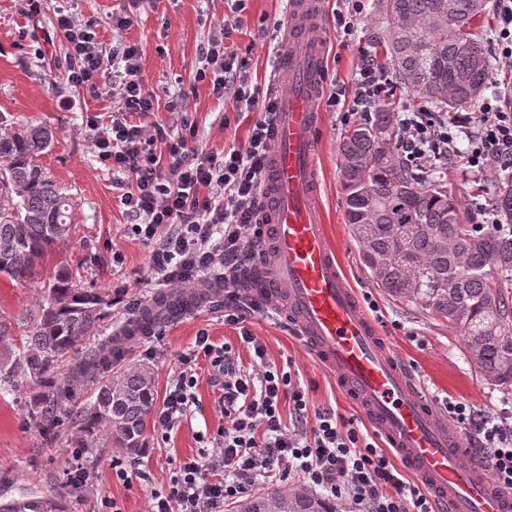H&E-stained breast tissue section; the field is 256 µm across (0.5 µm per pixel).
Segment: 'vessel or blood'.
<instances>
[{"label":"vessel or blood","instance_id":"b4317fda","mask_svg":"<svg viewBox=\"0 0 512 512\" xmlns=\"http://www.w3.org/2000/svg\"><path fill=\"white\" fill-rule=\"evenodd\" d=\"M323 0H291L276 83L282 92L265 181L272 251L252 272L258 292L285 303L292 325L340 392L364 414L438 512H512V492L464 459L465 440L415 386L348 287L322 210L316 133L327 53Z\"/></svg>","mask_w":512,"mask_h":512}]
</instances>
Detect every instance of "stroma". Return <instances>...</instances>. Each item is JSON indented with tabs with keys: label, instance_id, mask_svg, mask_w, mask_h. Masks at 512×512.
Here are the masks:
<instances>
[{
	"label": "stroma",
	"instance_id": "obj_1",
	"mask_svg": "<svg viewBox=\"0 0 512 512\" xmlns=\"http://www.w3.org/2000/svg\"><path fill=\"white\" fill-rule=\"evenodd\" d=\"M342 7V0H324L322 23L328 52L323 88L328 92L337 85L351 87L358 45L373 46L378 58L386 56L379 0H369L348 36L335 21ZM62 11L79 23L96 20L103 45L116 38L136 44L141 53V75L159 98L153 121L173 128L181 113H189L198 125L203 149L244 143L257 115L249 112L225 123V114L232 111L230 100H217L207 85L193 80L198 45L214 27L232 17L226 0H46L43 13L35 18L25 15L22 0H0V132L21 124H44L52 129L54 141L42 156V165L77 202L69 241L62 255H49L47 263L55 265L63 255L80 261L84 284L97 288L109 301L100 328L101 335L108 336L129 315L132 303L154 293L152 247L128 233L130 218L112 186V172L91 149L89 121L108 112L112 101L89 88L67 83L69 45L55 29ZM116 12L133 18L132 25L119 33L112 30ZM246 15L243 30L233 33L228 45L237 52H248L250 71L259 82L272 81L282 49L281 35L289 21L288 4L286 0H249ZM172 101L178 104V111L169 110ZM346 130L337 113L325 112L316 149L319 202L349 286L362 305L370 306L369 316L381 336L391 343L429 398L450 396L478 410L491 411L507 393L480 378L464 354L461 332L412 303L392 299L363 266L359 245L345 220L340 145ZM116 252L122 254V264H113ZM42 298L40 280L0 281L2 316H12ZM246 326L265 345L270 363L298 371L310 407L335 409L361 432L372 433L370 423L339 392L335 378L317 363L285 317L258 314L247 319ZM203 330L215 343L236 346L242 367L250 368L251 356L239 346L238 329L225 325L224 307L218 301L203 304L181 321L162 323L153 336L135 338L126 347L125 365L149 369L157 393H164L179 372V356L193 347ZM197 373L195 402L186 417L165 441L159 440L154 430H146L143 439L149 451L141 460V473L125 484L112 476V442L101 433L86 439L80 432L78 414L90 401L94 383L75 388L50 437L35 427L26 410L27 397L38 389V381L24 380L17 391L0 390V503L28 493L61 496L65 512H110L108 505L114 501L123 512H147L151 490L167 487L179 461L198 455L203 438L212 437L224 424L218 406L220 392L210 381L207 361H199ZM81 439L86 445L80 449L76 443ZM76 461L86 476L85 485L79 487L70 485L67 476Z\"/></svg>",
	"mask_w": 512,
	"mask_h": 512
}]
</instances>
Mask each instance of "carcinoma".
I'll return each mask as SVG.
<instances>
[{"mask_svg": "<svg viewBox=\"0 0 512 512\" xmlns=\"http://www.w3.org/2000/svg\"><path fill=\"white\" fill-rule=\"evenodd\" d=\"M386 50L398 79L418 98L450 111L480 96L489 76L485 45L473 33L485 0H381ZM391 113L357 121L340 147L346 220L360 259L376 284L462 333L467 357L488 384L512 388V234L479 232L464 223L460 206L435 179L419 177L397 160ZM51 129L27 125L0 136V279L43 277L45 296L33 308L0 318V389L36 379L40 390L27 406L30 419L52 429L73 385L112 366L113 337L79 360L74 355L96 335L108 302L81 285L79 265L45 257L65 248L74 198L44 171L40 158ZM497 212L512 225V179L499 186ZM181 302L165 297L142 311L152 328ZM67 375L58 377L62 367ZM156 403L151 372L132 367L98 383L95 400L80 415L81 432H105L117 448H142ZM54 499L26 497L3 512H59ZM232 512H342L341 504L300 484L254 493Z\"/></svg>", "mask_w": 512, "mask_h": 512, "instance_id": "cac0c4a2", "label": "carcinoma"}]
</instances>
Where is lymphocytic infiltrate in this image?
I'll return each instance as SVG.
<instances>
[{
    "instance_id": "f902f5d3",
    "label": "lymphocytic infiltrate",
    "mask_w": 512,
    "mask_h": 512,
    "mask_svg": "<svg viewBox=\"0 0 512 512\" xmlns=\"http://www.w3.org/2000/svg\"><path fill=\"white\" fill-rule=\"evenodd\" d=\"M247 2L233 0V24H222L198 47L195 80L208 84L217 99H231L236 112L258 115L243 145L220 151L200 149L197 124L186 117L179 131L160 125L147 130L158 96L142 78L137 45L118 40L106 48L96 40L95 20L57 19V30L70 46L68 83L103 90L112 100L111 112L92 120V145L112 172L132 232L154 245L155 281L164 288H191L201 273H217L224 284V322L238 327L239 341L252 357L251 371L242 370L234 348L215 345L205 331L182 355L180 371L154 414L155 430L168 437L186 416L195 400L194 364L201 357L220 391L224 425L209 449L180 463L167 489L152 491L148 512H224L226 502L270 478L301 480L361 512H433L429 497L373 437L349 427L334 410H310L294 374L271 365L265 345L245 326L265 307L246 289L244 277L268 250L258 215L279 95L276 87L253 81L246 57L224 47L243 26ZM390 91L386 68L363 46L354 91L330 92L327 106L347 124L354 115L380 111ZM396 121L394 151L400 162L420 172L457 167L478 178L494 168L512 172V106L504 93L483 96L475 112H437L421 105L398 113ZM285 404L292 410L288 424L281 412ZM441 404L449 421L464 429L496 484L511 491L512 407L485 414L450 398Z\"/></svg>"
}]
</instances>
